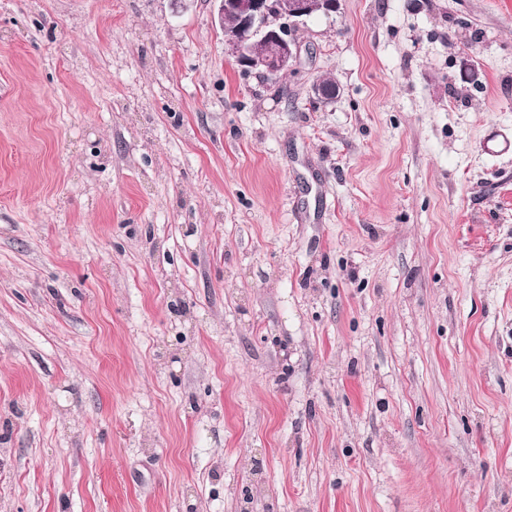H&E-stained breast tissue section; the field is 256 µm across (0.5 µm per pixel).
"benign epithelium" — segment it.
I'll return each instance as SVG.
<instances>
[{
	"instance_id": "obj_1",
	"label": "benign epithelium",
	"mask_w": 512,
	"mask_h": 512,
	"mask_svg": "<svg viewBox=\"0 0 512 512\" xmlns=\"http://www.w3.org/2000/svg\"><path fill=\"white\" fill-rule=\"evenodd\" d=\"M218 23L229 16L237 19L233 31L224 34V51L248 71L264 75L292 68L301 53L293 32L316 8L336 11L337 0H217Z\"/></svg>"
}]
</instances>
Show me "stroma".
<instances>
[{
    "mask_svg": "<svg viewBox=\"0 0 512 512\" xmlns=\"http://www.w3.org/2000/svg\"><path fill=\"white\" fill-rule=\"evenodd\" d=\"M215 11L0 0V512H512V0ZM219 2L218 23L225 32L224 51L247 71L264 75L288 71L301 53L293 32L313 11L335 12L337 0H214ZM283 1L287 5L283 6ZM314 2L316 5H314ZM280 3V5H279ZM319 8V9H316ZM237 19V25L233 18ZM234 28V30H233ZM233 30V31H232Z\"/></svg>",
    "mask_w": 512,
    "mask_h": 512,
    "instance_id": "1",
    "label": "stroma"
}]
</instances>
